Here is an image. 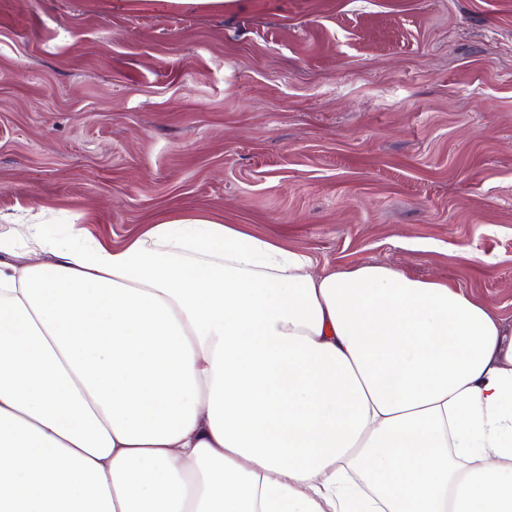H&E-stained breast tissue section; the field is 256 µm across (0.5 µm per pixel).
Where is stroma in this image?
Segmentation results:
<instances>
[{"label":"stroma","instance_id":"obj_1","mask_svg":"<svg viewBox=\"0 0 512 512\" xmlns=\"http://www.w3.org/2000/svg\"><path fill=\"white\" fill-rule=\"evenodd\" d=\"M204 213L512 321V0H0V233Z\"/></svg>","mask_w":512,"mask_h":512}]
</instances>
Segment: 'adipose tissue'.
Returning a JSON list of instances; mask_svg holds the SVG:
<instances>
[{
	"label": "adipose tissue",
	"instance_id": "obj_1",
	"mask_svg": "<svg viewBox=\"0 0 512 512\" xmlns=\"http://www.w3.org/2000/svg\"><path fill=\"white\" fill-rule=\"evenodd\" d=\"M0 512H512V326L184 215L0 235Z\"/></svg>",
	"mask_w": 512,
	"mask_h": 512
}]
</instances>
